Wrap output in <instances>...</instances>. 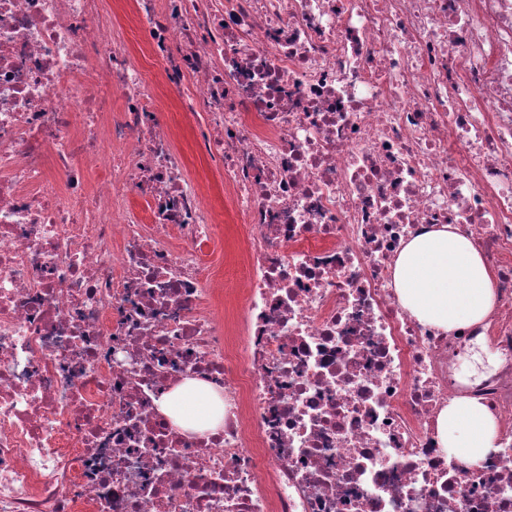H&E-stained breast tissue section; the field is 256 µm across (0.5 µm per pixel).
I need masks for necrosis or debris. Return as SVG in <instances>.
<instances>
[{
    "label": "necrosis or debris",
    "mask_w": 512,
    "mask_h": 512,
    "mask_svg": "<svg viewBox=\"0 0 512 512\" xmlns=\"http://www.w3.org/2000/svg\"><path fill=\"white\" fill-rule=\"evenodd\" d=\"M100 5L0 0V512H512V0H137L247 232L230 351L213 212ZM444 224L494 275L452 335L392 284ZM188 379L216 435L159 412ZM458 397L503 430L476 464L436 443Z\"/></svg>",
    "instance_id": "4bbe7bcc"
}]
</instances>
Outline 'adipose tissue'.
I'll return each instance as SVG.
<instances>
[{"label":"adipose tissue","mask_w":512,"mask_h":512,"mask_svg":"<svg viewBox=\"0 0 512 512\" xmlns=\"http://www.w3.org/2000/svg\"><path fill=\"white\" fill-rule=\"evenodd\" d=\"M393 286L401 305L419 321L451 333L481 322L495 301L481 252L452 225L413 238L396 262ZM160 411L183 430L203 434L224 423V400L209 385L186 381L159 402ZM446 452L478 462L497 448V420L476 400L460 398L437 419Z\"/></svg>","instance_id":"ef3b65f1"}]
</instances>
